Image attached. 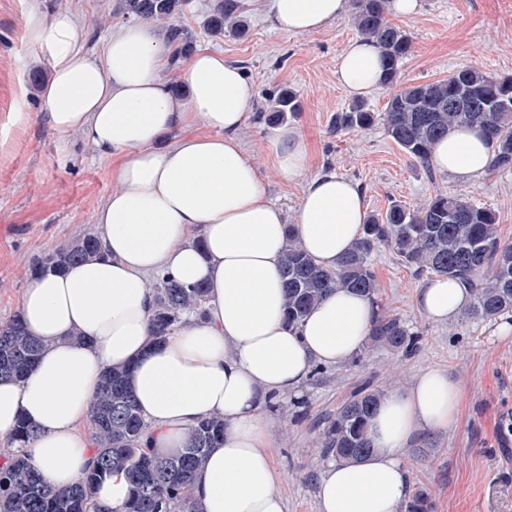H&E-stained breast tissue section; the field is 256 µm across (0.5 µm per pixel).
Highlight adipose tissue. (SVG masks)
Here are the masks:
<instances>
[{"label": "adipose tissue", "instance_id": "adipose-tissue-1", "mask_svg": "<svg viewBox=\"0 0 512 512\" xmlns=\"http://www.w3.org/2000/svg\"><path fill=\"white\" fill-rule=\"evenodd\" d=\"M243 10L273 28L316 33L343 17L348 0H241ZM29 37L49 68L40 88L49 126L80 132L112 161L117 188L98 209L103 247L62 271H35L20 315L44 341L21 380L0 381V436L19 419L36 425L26 452L56 488L74 483L91 463L84 426L103 373L131 369L129 386L150 423L157 455L181 448L188 432L224 417V440L210 450L193 482L204 512H285L261 410L296 396L317 366L347 364L363 348L377 316L370 297L328 295L296 326L284 317V245L295 229L320 265L332 268L352 249L367 219L362 191L326 170L309 180L294 221L271 202L239 132L250 120L254 88L240 66L202 46L184 64L185 93L165 73L170 50L148 22L120 27L101 53L84 49L76 18L37 17ZM377 50L351 41L337 77L350 96L377 86ZM203 121L206 133L194 132ZM494 146L479 129L455 128L435 148L432 166L469 182L481 177ZM271 164L285 179L310 162L292 127L267 138ZM203 284L204 315L187 313L163 341L151 332L149 275ZM472 288L436 276L417 293L420 311L443 323L472 302ZM81 341H73V332ZM463 388L445 369L422 370L375 407L367 436L374 451L359 463H332L317 485L319 512H402L413 475L401 449L457 424Z\"/></svg>", "mask_w": 512, "mask_h": 512}]
</instances>
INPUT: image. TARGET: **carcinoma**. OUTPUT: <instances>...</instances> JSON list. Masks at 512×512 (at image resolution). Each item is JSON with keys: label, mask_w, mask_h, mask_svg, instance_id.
Here are the masks:
<instances>
[{"label": "carcinoma", "mask_w": 512, "mask_h": 512, "mask_svg": "<svg viewBox=\"0 0 512 512\" xmlns=\"http://www.w3.org/2000/svg\"><path fill=\"white\" fill-rule=\"evenodd\" d=\"M189 0H122L121 14L137 20L163 22L186 11ZM353 24L364 40L380 53V84L392 90L383 115L377 117L357 101L336 113L332 131L362 130L383 121L387 135L415 162L429 167L437 142L461 125L480 128L494 143L493 171H512V77H494L466 66L436 81L400 86L399 69L412 42L388 18L387 0H353ZM246 21L238 0H213L208 34L239 37ZM176 63L193 50V32L181 25L165 29ZM300 111L297 94L284 86L267 95L258 118L269 125ZM498 218L468 197L438 193L416 209L394 203L383 214L370 215L362 235L333 269L318 264L302 247L293 228L285 242V319L296 326L328 293L350 289L376 298L378 282L372 257L391 249L418 275L445 276L474 288L473 314L491 320L512 312V245L497 233ZM101 237L87 233L44 254L41 270H61L86 261L101 249ZM155 310L152 333L170 335L186 312L204 314L208 290L186 286L168 276L154 277ZM373 347L409 356L418 349L419 335L398 316L379 308L368 337ZM43 344L24 328L20 316L0 325V377H26L37 363ZM130 370L112 367L102 378L92 401L89 430L92 462L72 487L58 490L48 484L25 454L37 431L20 422L7 437L12 448L0 460V512H98L95 491L114 470H122L131 495L120 512H202L193 498L192 481L218 440L224 438V417L206 418L186 437L183 448L158 457L146 444L150 424L128 387ZM384 396L367 379L336 409L323 414L324 462H358L373 448L367 437L368 419Z\"/></svg>", "instance_id": "obj_1"}]
</instances>
